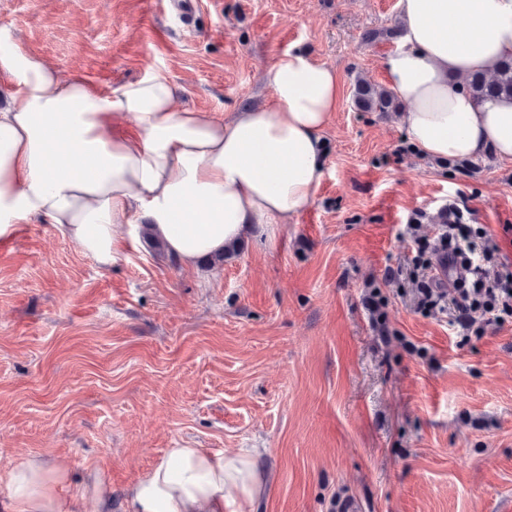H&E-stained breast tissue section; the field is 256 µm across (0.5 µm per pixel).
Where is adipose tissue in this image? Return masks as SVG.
Masks as SVG:
<instances>
[{
    "label": "adipose tissue",
    "mask_w": 512,
    "mask_h": 512,
    "mask_svg": "<svg viewBox=\"0 0 512 512\" xmlns=\"http://www.w3.org/2000/svg\"><path fill=\"white\" fill-rule=\"evenodd\" d=\"M399 26L383 67L413 144L431 158L512 160V97L477 101L466 85L512 57V0H399ZM266 79L267 102L226 118L177 107L160 69L107 92L62 78L1 25L0 241L43 222L109 266L122 228L143 224L192 267L244 237L274 239L315 201L341 88L332 67L295 49ZM0 484V512H112L111 485L70 487L61 460L23 459ZM261 485L254 456L170 448L125 512H250Z\"/></svg>",
    "instance_id": "1"
}]
</instances>
